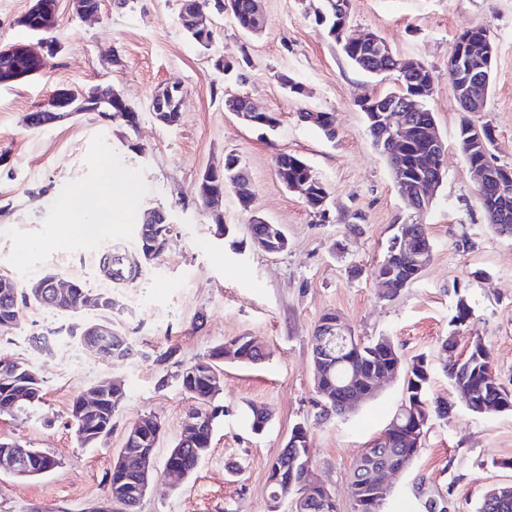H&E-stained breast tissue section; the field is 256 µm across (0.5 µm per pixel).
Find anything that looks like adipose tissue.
Wrapping results in <instances>:
<instances>
[{"label": "adipose tissue", "mask_w": 512, "mask_h": 512, "mask_svg": "<svg viewBox=\"0 0 512 512\" xmlns=\"http://www.w3.org/2000/svg\"><path fill=\"white\" fill-rule=\"evenodd\" d=\"M126 177L114 173L111 164H103L98 185H78L66 195L52 198L51 213L63 235L94 242L106 224L117 220L112 196L127 192Z\"/></svg>", "instance_id": "obj_1"}]
</instances>
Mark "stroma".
<instances>
[{
    "instance_id": "obj_1",
    "label": "stroma",
    "mask_w": 512,
    "mask_h": 512,
    "mask_svg": "<svg viewBox=\"0 0 512 512\" xmlns=\"http://www.w3.org/2000/svg\"><path fill=\"white\" fill-rule=\"evenodd\" d=\"M324 0H262L264 26L247 35L216 10L210 48L196 45L179 23V0H100L96 16L78 17L61 0L49 37L58 53L40 74L0 85V273L20 283L49 272L112 295V326L132 349L104 358L66 336L69 320L33 304L19 307L14 328L0 333V358L33 365L43 397L24 415H0V441L52 455L49 473L19 478L0 473V512H85L105 495L112 458L140 417L161 422L158 468L140 512H267L268 470L295 426L309 436L310 473L354 512L349 477L363 448L380 436L403 396L402 380L345 415H328L312 375L313 336L321 317L339 314L364 340L390 337L405 357L425 355L432 368L429 397L446 401L445 418H431L410 467L391 480L382 512H477L483 495L512 483V410L472 412L441 369L445 339L457 352L474 339L485 345L502 385L512 391V238L488 224L476 186L457 145L462 116L448 81V57L459 36L481 27L496 48L493 88L484 111L470 113L490 126V160L512 168V0H351L349 30L384 38L394 52L422 61L434 83L426 105L445 142L443 178L423 222L433 247L420 276L391 298L374 271L397 227L413 214L399 197L393 171L368 132L360 100L395 85L353 66L317 24ZM234 62L232 73L214 66ZM302 85L284 90L279 74ZM112 86L139 113L137 128L98 112H84L41 128L27 114L61 89ZM182 89L178 122L164 126L150 110L155 93ZM243 95L274 113L275 128L253 127L224 107ZM329 112L332 133L303 120ZM235 155L253 197L242 207L225 191L218 212L196 194L210 166ZM282 154L301 157L324 184L323 213L311 210L276 175ZM129 175L135 210L109 225L95 243L59 237L53 196L73 185L95 184L103 163ZM171 222L166 250L145 262L137 227L147 212ZM261 216L281 225L288 247L257 249L248 224ZM138 263L135 278L113 280L107 254ZM469 318L456 322L458 302ZM262 345L258 365L227 361L216 397L222 407L209 453L188 478L162 466L196 403L172 376L238 337ZM169 362H160L163 353ZM118 380L124 398L112 432L95 448L80 447L73 401ZM272 417L251 427V406Z\"/></svg>"
}]
</instances>
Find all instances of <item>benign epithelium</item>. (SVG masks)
I'll use <instances>...</instances> for the list:
<instances>
[{
	"mask_svg": "<svg viewBox=\"0 0 512 512\" xmlns=\"http://www.w3.org/2000/svg\"><path fill=\"white\" fill-rule=\"evenodd\" d=\"M59 0H30L28 10L18 18L17 23L28 27L33 33H45L54 25L58 11ZM186 21L194 28L199 29L205 25L204 11L197 8L192 2L184 3L182 9ZM473 30L464 32L448 57V73L464 74V79L455 85L457 97L468 101L475 111H483V84L482 79L487 77L493 61V47L487 43L482 50L475 49V40L471 38ZM352 44L360 50L368 51L370 55L387 56L392 54L391 47L380 37L375 35L352 38ZM56 54V46L50 40H42V51H37L25 43L11 44L0 47V59L6 63L23 61L34 63L33 69H19L12 67L0 71V83H7L35 75L43 70L48 58ZM411 68L416 74L415 82L420 85L423 95H428L433 86V76L423 62L411 59ZM181 94L180 86H167L159 91L151 103V112L154 119L160 123H175L179 113L177 96ZM73 95L70 92L59 93L47 107L27 116V123L34 128L54 124L78 114V108L72 106ZM228 111L246 125L270 124L268 113L251 106L245 110L238 102L229 98L225 101ZM374 129V141L377 149L388 155L402 156L407 148L414 143H420V149L412 152V157L396 166L397 184L401 193L409 202L410 208L417 214L424 215L430 208L435 188L442 181V160L446 146L440 137L432 113L425 112L416 99L388 96L379 99L369 117ZM470 150H477L484 154L483 164L470 169L478 194L481 199H492L497 214L502 221L512 216V168L493 165L488 160L490 150L481 136H476L469 143ZM221 176V170L216 167L208 168L202 176L200 185L202 197L210 202L224 196V190L213 188L214 181ZM253 223L264 224L263 218H253ZM268 224V223H266ZM171 226L167 217L161 212H155L140 226L139 239L145 252H156L168 245ZM253 244L260 250L276 254L288 247V238L281 227L268 224L265 234L252 233ZM395 247L391 256L382 264L383 274L378 276L381 283L387 288V294L392 296L405 288L409 279L396 274L394 258L402 254H422L424 247L430 245L425 234L415 236L403 230L396 235ZM35 299L45 306H55L69 297L72 283L60 280L53 273L25 286ZM79 335L83 336L86 349L98 355L112 356V320L102 319L86 322L78 326ZM353 335L346 329L338 315L325 318L322 323L318 339L315 343V352L319 359L329 361L336 352L348 354L354 351ZM121 387V384H112L107 388H96L92 398L80 400L76 412L80 416H94L100 404V399ZM209 423V418L192 410L187 414V424L183 433V442L187 443L194 438L199 429ZM151 418L142 417L137 420L126 435L124 448L113 457L112 472L119 474L130 469L135 463L143 473L144 481L138 486V497H143L149 485V473L154 469L152 453L144 452L142 445L151 443ZM36 467L40 472L51 470L47 462L36 463L30 459L21 460L11 450L4 449L0 455V469L6 472L28 471ZM360 470L364 474L367 492L361 495V508L371 510L383 502L387 492V478L399 472V468L389 464L378 463L370 453H365L360 460ZM294 512H336L335 501L322 484L311 483L307 475H302L293 491Z\"/></svg>",
	"mask_w": 512,
	"mask_h": 512,
	"instance_id": "obj_1",
	"label": "benign epithelium"
}]
</instances>
